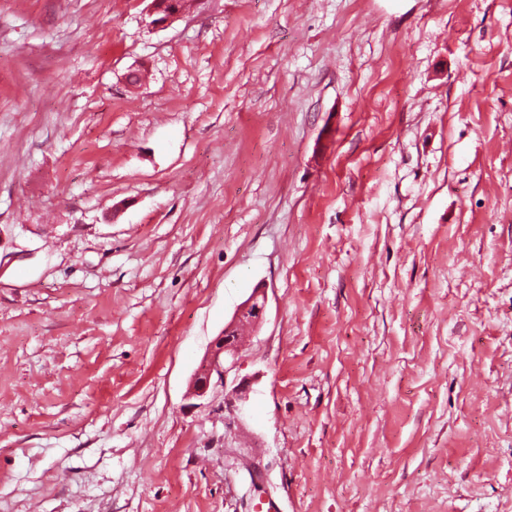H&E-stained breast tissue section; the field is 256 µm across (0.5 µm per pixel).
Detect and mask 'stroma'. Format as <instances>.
Instances as JSON below:
<instances>
[{"mask_svg":"<svg viewBox=\"0 0 512 512\" xmlns=\"http://www.w3.org/2000/svg\"><path fill=\"white\" fill-rule=\"evenodd\" d=\"M150 2L0 0V512H512V0ZM185 6L187 4V0H181ZM180 0H168L166 5L163 7H158V2L155 0L151 1L149 5V15L152 17L151 24L152 25H165L173 20L180 17L184 11L185 7L182 5ZM265 310V289L257 288L240 305L232 320L225 326L224 332L215 339L209 356L191 381L189 395L202 397L207 393L214 374L220 379L225 377L229 369L226 362L234 359L239 347V328L257 326L263 320Z\"/></svg>","mask_w":512,"mask_h":512,"instance_id":"obj_1","label":"stroma"}]
</instances>
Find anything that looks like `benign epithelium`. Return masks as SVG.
I'll list each match as a JSON object with an SVG mask.
<instances>
[{
	"mask_svg": "<svg viewBox=\"0 0 512 512\" xmlns=\"http://www.w3.org/2000/svg\"><path fill=\"white\" fill-rule=\"evenodd\" d=\"M185 11L181 0H167L166 5L160 7L157 0H151L149 15L151 24L165 25L180 17ZM266 310L265 289L257 288L237 309L232 320L224 328V332L218 336L212 346L209 356L202 367L194 375L189 394L202 397L207 393L213 376L224 378L227 372L226 362L235 357L239 347L238 330L241 327H254L264 317Z\"/></svg>",
	"mask_w": 512,
	"mask_h": 512,
	"instance_id": "obj_1",
	"label": "benign epithelium"
}]
</instances>
